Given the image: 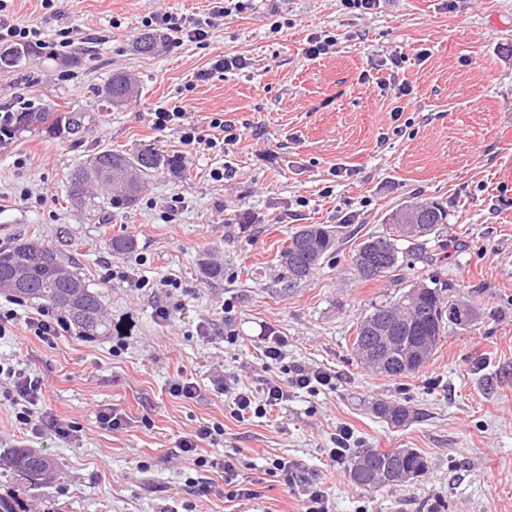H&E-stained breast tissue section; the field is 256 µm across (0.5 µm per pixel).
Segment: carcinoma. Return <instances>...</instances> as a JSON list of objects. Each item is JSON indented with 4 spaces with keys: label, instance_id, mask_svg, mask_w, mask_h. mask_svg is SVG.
<instances>
[{
    "label": "carcinoma",
    "instance_id": "carcinoma-1",
    "mask_svg": "<svg viewBox=\"0 0 512 512\" xmlns=\"http://www.w3.org/2000/svg\"><path fill=\"white\" fill-rule=\"evenodd\" d=\"M166 41L165 34L147 30L136 37L135 47L141 54H152ZM29 56L27 49L5 48L0 52V66L20 69ZM106 87L112 89V105L119 106L131 99L136 83L121 71L112 74ZM91 122L92 116L88 112L62 111L52 104L35 107L21 102L0 116V138L12 139L24 132H35L49 140L79 147L85 141ZM117 167L135 173L137 190L133 196H128L127 190L107 176L109 170ZM156 173L179 175L181 163L178 156L164 155L149 146L134 154L100 150L91 156L88 164L72 169L68 175L67 193L72 200L99 211L109 207L132 209L139 203L143 180ZM429 206L424 220L426 234L422 238L414 242L402 239L398 237V225L391 224L384 235L363 236L352 251L351 265L359 280H376L364 270L370 260L385 268L383 276L399 292L395 300L373 306L356 326L355 356L366 368L383 376L418 372L426 361L410 362L417 342L428 337L434 351L447 328L463 326L462 322L448 315L455 303L447 294L448 281L437 272L429 273L423 281L405 284L404 267L420 262L437 268L449 256L448 244L440 239L443 225L448 223V210L436 201L429 202ZM356 237L357 234L350 233L347 224H308L291 232L277 255L287 286L292 288L305 282L322 264L335 257L342 245ZM433 241L436 242L434 248L430 247ZM198 265L200 273L207 279L218 280L224 276V268L205 256L198 260ZM0 290L19 301L36 300L59 311L67 325L81 336H104L110 330L104 315L102 293L65 266L57 250L34 239L0 248ZM371 321L392 322L398 327V333L381 345L378 336L367 326ZM377 345L381 346L382 364L365 357L366 350ZM375 411L394 425L405 423L410 416L407 408L401 405L378 403ZM2 466L16 480L34 487L52 484L60 474L56 458L31 448L10 449L5 457H0ZM427 469L426 458L412 449L357 448L349 455L351 480L368 491L398 485L396 477L401 472L414 478Z\"/></svg>",
    "mask_w": 512,
    "mask_h": 512
}]
</instances>
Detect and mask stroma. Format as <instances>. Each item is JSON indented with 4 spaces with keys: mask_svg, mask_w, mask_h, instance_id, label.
I'll list each match as a JSON object with an SVG mask.
<instances>
[{
    "mask_svg": "<svg viewBox=\"0 0 512 512\" xmlns=\"http://www.w3.org/2000/svg\"><path fill=\"white\" fill-rule=\"evenodd\" d=\"M214 0H10V22L39 30L45 48L24 69L0 68V109L25 101L81 108L95 116L82 146L22 133L0 143V202L17 223L0 227V247L29 238L61 248L65 261L105 296L107 317L131 315L124 345L68 330L45 342L25 319L40 304L0 292L18 318L0 338V361L41 382L38 411L72 425L63 439L15 419L0 378V450H44L59 480L22 495L32 512H298L310 478L322 479L332 512H512V0H382L373 14L342 0H242L215 20L207 45L168 42L139 54L138 32L163 8L210 15ZM72 46L54 51L60 29ZM336 44L318 59L311 37ZM427 59H419V51ZM405 54L401 68L390 60ZM242 69L216 72L222 56ZM134 76L136 99L103 107L97 91L115 71ZM208 79H201V72ZM407 83L408 96L392 87ZM183 108L202 135L222 114L240 140L187 148L181 130H155L161 107ZM149 146L179 155V176H149L134 209L88 210L68 201L67 175L100 149L128 154ZM413 197L448 209L440 268L475 313L442 336L429 362L402 377L357 360L356 325L396 295L387 279L361 282L342 250L305 283L283 293L275 256L305 224L363 226L379 234L385 216ZM126 234L136 251L113 253ZM224 267L198 271L202 255ZM168 307L170 323L156 311ZM286 340L268 364L264 338ZM303 364L330 373L318 391L292 389L261 417L238 418L215 383L260 393ZM200 395H171L181 380ZM405 406L395 426L375 402ZM116 411L118 429L100 423ZM224 434L209 457L237 460L254 498L226 499L224 473L182 458L177 441L200 426ZM353 448H410L429 469L401 486L368 493L329 450L340 429ZM297 464L291 483L270 475L274 460ZM209 487L200 495L199 487Z\"/></svg>",
    "mask_w": 512,
    "mask_h": 512,
    "instance_id": "stroma-1",
    "label": "stroma"
}]
</instances>
